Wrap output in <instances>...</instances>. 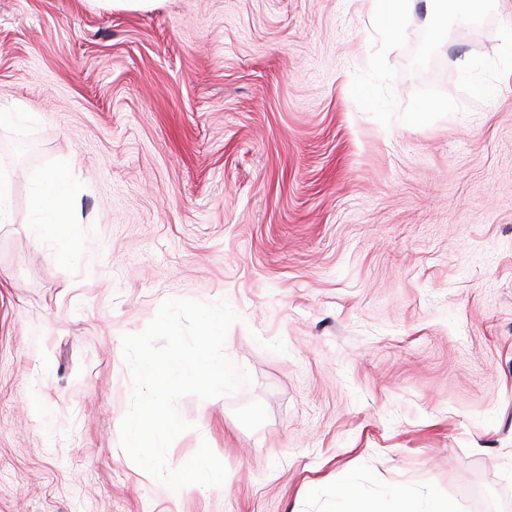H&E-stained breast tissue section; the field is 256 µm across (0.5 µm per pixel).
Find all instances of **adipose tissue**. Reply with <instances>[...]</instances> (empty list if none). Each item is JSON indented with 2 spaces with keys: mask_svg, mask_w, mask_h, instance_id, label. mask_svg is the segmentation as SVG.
<instances>
[{
  "mask_svg": "<svg viewBox=\"0 0 512 512\" xmlns=\"http://www.w3.org/2000/svg\"><path fill=\"white\" fill-rule=\"evenodd\" d=\"M78 163V158H70L66 167L41 175L33 187L31 222L45 230L48 245L58 256L71 252L68 227L79 219L78 200L68 174Z\"/></svg>",
  "mask_w": 512,
  "mask_h": 512,
  "instance_id": "adipose-tissue-1",
  "label": "adipose tissue"
}]
</instances>
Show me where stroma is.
<instances>
[{"instance_id":"1","label":"stroma","mask_w":512,"mask_h":512,"mask_svg":"<svg viewBox=\"0 0 512 512\" xmlns=\"http://www.w3.org/2000/svg\"><path fill=\"white\" fill-rule=\"evenodd\" d=\"M0 512H512V0H0ZM78 156L74 257L30 224ZM227 300L177 403L223 486L120 447L123 334Z\"/></svg>"}]
</instances>
